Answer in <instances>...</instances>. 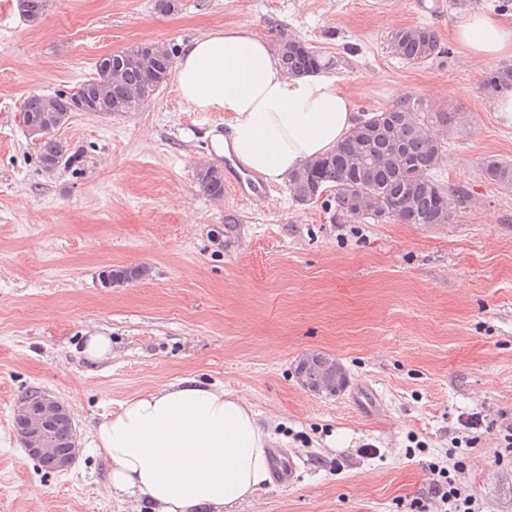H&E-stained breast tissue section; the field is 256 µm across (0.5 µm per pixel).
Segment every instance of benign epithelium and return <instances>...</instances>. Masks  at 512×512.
I'll return each mask as SVG.
<instances>
[{"label": "benign epithelium", "instance_id": "benign-epithelium-1", "mask_svg": "<svg viewBox=\"0 0 512 512\" xmlns=\"http://www.w3.org/2000/svg\"><path fill=\"white\" fill-rule=\"evenodd\" d=\"M301 385L314 393L334 394L344 388L343 365L320 354L307 356L297 370ZM15 434L27 455L45 470L65 472L75 464L78 431L70 409L49 392L22 398L13 421Z\"/></svg>", "mask_w": 512, "mask_h": 512}]
</instances>
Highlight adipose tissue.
Here are the masks:
<instances>
[{
	"instance_id": "adipose-tissue-1",
	"label": "adipose tissue",
	"mask_w": 512,
	"mask_h": 512,
	"mask_svg": "<svg viewBox=\"0 0 512 512\" xmlns=\"http://www.w3.org/2000/svg\"><path fill=\"white\" fill-rule=\"evenodd\" d=\"M453 36L476 58L512 55V22L497 16L467 14ZM172 79L193 111L229 115V135L211 137L215 153L271 180L332 151L358 122L337 78L286 75L276 48L245 25L190 40ZM92 436L112 497L143 512H243L271 481L270 434L250 405L192 378L127 399Z\"/></svg>"
}]
</instances>
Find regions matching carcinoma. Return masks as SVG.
Returning <instances> with one entry per match:
<instances>
[{
  "label": "carcinoma",
  "mask_w": 512,
  "mask_h": 512,
  "mask_svg": "<svg viewBox=\"0 0 512 512\" xmlns=\"http://www.w3.org/2000/svg\"><path fill=\"white\" fill-rule=\"evenodd\" d=\"M47 0H18V8L27 19L41 21ZM394 54L409 63H423L443 52L436 33L427 27H405L391 33L389 39ZM283 71L297 75L332 65L331 59L309 47L295 35H284L278 43ZM175 55L161 44H154L153 52L145 56L140 46L112 53L95 64L96 74L87 83L67 93L52 97L33 93L22 104L23 117L43 128L37 144L38 158L47 171L61 164L71 166L79 162L78 152L55 137L56 128L46 116V101H55V109L65 112L73 98L84 97L88 103L102 106L112 101V109L133 112L147 101L166 82L174 65ZM485 89L498 94L512 89V67H503L489 73ZM438 121L453 127L458 118L451 112H438L419 97L407 96L390 106L365 115V118L336 146L332 152L307 162L288 176V188L298 203L311 202L317 183L336 188V212L352 219H387L402 224H446L451 205L461 206L469 192L458 187L448 192L434 178L433 171L440 165L444 149L429 146L424 125ZM405 165L418 170L420 179L401 183L394 166ZM482 172L492 175L493 182L512 186V164L495 159L486 161ZM196 179L203 191L213 197L224 195V174L210 165L196 168ZM112 282L129 283L148 275L145 266L120 267L111 270Z\"/></svg>",
  "instance_id": "carcinoma-1"
}]
</instances>
